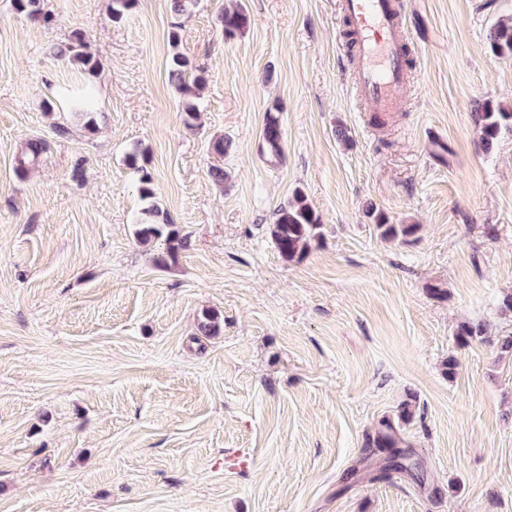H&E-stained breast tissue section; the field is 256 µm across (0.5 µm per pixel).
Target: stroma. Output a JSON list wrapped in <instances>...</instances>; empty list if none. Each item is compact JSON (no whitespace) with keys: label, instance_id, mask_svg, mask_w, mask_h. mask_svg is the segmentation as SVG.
Returning a JSON list of instances; mask_svg holds the SVG:
<instances>
[{"label":"stroma","instance_id":"stroma-1","mask_svg":"<svg viewBox=\"0 0 512 512\" xmlns=\"http://www.w3.org/2000/svg\"><path fill=\"white\" fill-rule=\"evenodd\" d=\"M402 2L407 91L379 124L342 0H200L176 46L170 0L118 23L44 0L48 26L0 0V512H512V129L487 153L471 116L512 109L487 39L512 0ZM74 30L97 76L53 52ZM176 51L206 75L190 126ZM85 95L91 132L64 106ZM136 147L186 242L164 265L137 241ZM298 187L322 228L289 260L272 227ZM369 203L418 233L382 239ZM405 402L407 471L366 443ZM218 21L224 30L225 38L233 39L246 30L250 17L242 7L238 6L235 9H224V12L218 16ZM269 110L265 119V127L262 141V152L270 159L279 160L282 157V131L278 116Z\"/></svg>","mask_w":512,"mask_h":512}]
</instances>
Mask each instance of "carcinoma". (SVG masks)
I'll use <instances>...</instances> for the list:
<instances>
[{
    "label": "carcinoma",
    "mask_w": 512,
    "mask_h": 512,
    "mask_svg": "<svg viewBox=\"0 0 512 512\" xmlns=\"http://www.w3.org/2000/svg\"><path fill=\"white\" fill-rule=\"evenodd\" d=\"M140 0H112V19L120 21L139 6ZM15 9L30 19L43 24L53 21L51 13L45 11L41 0H14ZM224 30V37L232 39L243 33L249 26L250 17L242 7L226 9L218 16ZM490 49L497 57H512V22H500L489 32ZM56 56L67 58L81 71L91 74L99 67L98 59L87 50L84 33L72 31L65 41L56 47ZM171 83L183 96V112L187 119L196 118L195 99L198 91L205 84L204 72L195 67L185 54L176 52L172 55L168 71ZM473 122L480 133L484 149L493 147L504 128H512V112L484 102L476 106ZM282 131L278 116L268 111L262 141V152L269 158L279 160L282 157ZM128 165L139 173V193L144 201L150 202L146 208L149 214H157L159 210L152 204V177L148 172V159L142 150H134L127 157ZM368 216L372 219L376 230L385 240L409 238L418 231L416 224H391L388 217L374 207H369ZM166 223L144 224L138 231L140 240L147 242L152 239L164 238L165 252L160 256L161 262L175 259L185 247V240L174 232H164ZM320 219L310 207L302 189L293 192V200L277 210L276 222L273 226V239L280 254L288 259L302 256L310 247L311 241L318 235ZM397 427L387 418L382 422V429L374 439L378 448H393L398 445Z\"/></svg>",
    "instance_id": "carcinoma-1"
}]
</instances>
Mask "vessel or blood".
I'll return each instance as SVG.
<instances>
[{
    "mask_svg": "<svg viewBox=\"0 0 512 512\" xmlns=\"http://www.w3.org/2000/svg\"><path fill=\"white\" fill-rule=\"evenodd\" d=\"M351 27L350 63L357 91L376 112L396 110L403 98L406 31L392 0H344Z\"/></svg>",
    "mask_w": 512,
    "mask_h": 512,
    "instance_id": "b4317fda",
    "label": "vessel or blood"
}]
</instances>
